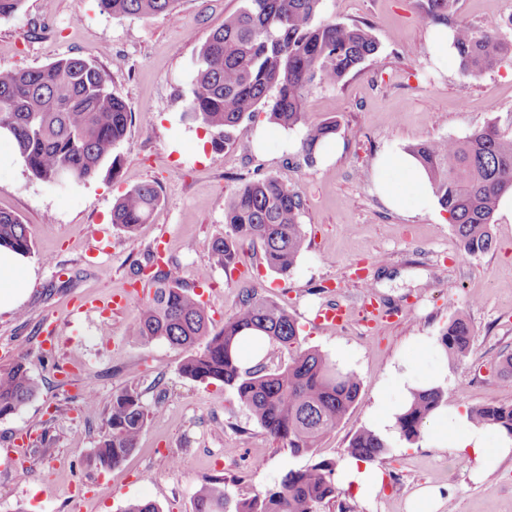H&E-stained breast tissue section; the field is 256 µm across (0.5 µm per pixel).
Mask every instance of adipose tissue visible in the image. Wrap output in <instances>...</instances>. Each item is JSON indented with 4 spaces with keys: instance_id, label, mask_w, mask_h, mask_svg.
<instances>
[{
    "instance_id": "1",
    "label": "adipose tissue",
    "mask_w": 512,
    "mask_h": 512,
    "mask_svg": "<svg viewBox=\"0 0 512 512\" xmlns=\"http://www.w3.org/2000/svg\"><path fill=\"white\" fill-rule=\"evenodd\" d=\"M375 187L379 197L395 208H409L416 212H428L434 207V198L428 185L426 173L417 160L410 155L397 152L384 154L376 164ZM29 285V274L22 255L0 247V311L17 307L24 299ZM395 386L401 393L399 404H383L375 421L378 432L385 438H397L394 428L396 416L403 402L409 401L412 390L444 383V374L431 378H419L411 365L393 374ZM432 440L440 447H453L474 455L484 469H491L503 457L512 454V438L499 436L496 444H489L485 428L473 425L467 414L433 415ZM339 478L344 489L354 492L356 497L373 496L381 487L383 474L379 469L359 464L349 458L343 461Z\"/></svg>"
}]
</instances>
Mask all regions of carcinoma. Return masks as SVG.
Wrapping results in <instances>:
<instances>
[{
  "instance_id": "1",
  "label": "carcinoma",
  "mask_w": 512,
  "mask_h": 512,
  "mask_svg": "<svg viewBox=\"0 0 512 512\" xmlns=\"http://www.w3.org/2000/svg\"><path fill=\"white\" fill-rule=\"evenodd\" d=\"M113 16L151 17L173 14L178 0H98ZM199 48L192 94L183 118L201 122L214 149L232 141L233 131L259 109L284 130L300 134L307 164L316 163L318 146L337 133L334 120L306 121V100L316 85H336L372 58L379 45L364 22L318 20L324 0H243ZM455 0H426L424 20L437 24L454 12ZM460 72L476 77L512 56V40L495 28L476 31L451 25ZM131 112L112 92L107 74L81 57H68L27 70L0 69V135L11 137L27 170L52 186L84 183L123 142ZM407 152L424 167L439 205L464 256L492 248L491 224L503 195L512 192V127L497 124L461 139L438 138L411 145ZM159 205L151 184L128 191L112 208V223L128 240L147 223ZM301 194L274 176H264L232 192L224 206L230 232L210 246V268L225 275L239 262L238 244L261 246V260L286 275L308 248L300 221ZM25 255L32 242L27 225L0 211V247ZM153 297L143 305L133 331L143 340L164 339L187 355L180 373L195 382L219 381L233 389L250 418L294 456L312 455L355 403L360 381L318 349L302 347L298 324L284 305L248 286L241 290L235 313L217 327L193 289L174 269L153 276ZM273 354L254 366L244 365V339ZM471 328L456 313L439 337L446 356L461 359L468 351ZM27 358L0 367V418L19 411L38 393ZM440 386L412 391L396 417L400 437L417 442L428 417L445 406ZM470 420L512 438V405L469 408ZM148 410L140 392L116 394L107 420L109 432L88 462L115 468L137 448ZM392 445L369 428L351 439L347 454L376 462ZM336 462L321 460L291 469L280 484L261 495L241 499L234 512H320L335 506L351 512L336 485ZM193 512H229L224 482L204 478L195 493Z\"/></svg>"
}]
</instances>
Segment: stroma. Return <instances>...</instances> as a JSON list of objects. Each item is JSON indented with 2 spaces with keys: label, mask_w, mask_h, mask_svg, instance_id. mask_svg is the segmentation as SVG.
Returning a JSON list of instances; mask_svg holds the SVG:
<instances>
[{
  "label": "stroma",
  "mask_w": 512,
  "mask_h": 512,
  "mask_svg": "<svg viewBox=\"0 0 512 512\" xmlns=\"http://www.w3.org/2000/svg\"><path fill=\"white\" fill-rule=\"evenodd\" d=\"M241 4L178 0L175 15L139 18L104 13L98 0H25L0 19V69L88 59L109 75L132 114L118 165L104 163L78 185L37 180L0 140V211L27 224L32 240L27 294L16 310L0 312V366L28 352L41 386L18 413L0 418V512H123L135 500L155 502L161 512H192L202 478L223 479L237 501L306 465L252 421L223 383L184 378L183 350L134 337L147 294L133 295L118 315L70 313L73 299L124 292L138 268L153 264L160 237L183 283L198 286L211 242L228 231L231 190L263 175L300 192L307 251L283 276L263 265L259 245L242 243L232 276L214 269L200 288L219 326L236 310L243 285L260 287L288 307L304 346L357 373L358 397L322 440L317 459L345 457L352 436L371 426L375 397L392 368L404 362L423 378L447 371L449 408L512 404V382L499 375L512 354V220L495 215L491 250L464 257L442 209L396 210L374 190L375 163L388 150L461 138L492 123L512 127V63L471 79L456 61L438 68L421 0H325L323 19L369 22L379 44L358 71L313 88L307 98L308 122H338L340 155L307 165L261 111L218 151L180 113L198 46ZM454 17L512 39L506 0H456ZM146 183L157 188L160 203L131 241L113 224L112 205ZM367 281L380 304L396 309V320L369 328L354 313L342 327L314 324L323 305L340 301L356 310ZM458 311L472 329L463 360L417 349L415 337L439 338ZM50 333L55 351L35 353L38 337ZM127 387L141 392L149 411L139 446L116 468L91 466L89 455L109 431L112 398ZM87 392L94 395L89 406L81 403ZM20 435L26 447L8 453ZM380 467L385 481L372 500L345 495L354 512H405L406 499L424 484L448 486L453 512H512V455L477 483L472 456L429 447L422 438L397 443Z\"/></svg>",
  "instance_id": "35a3bbf8"
}]
</instances>
